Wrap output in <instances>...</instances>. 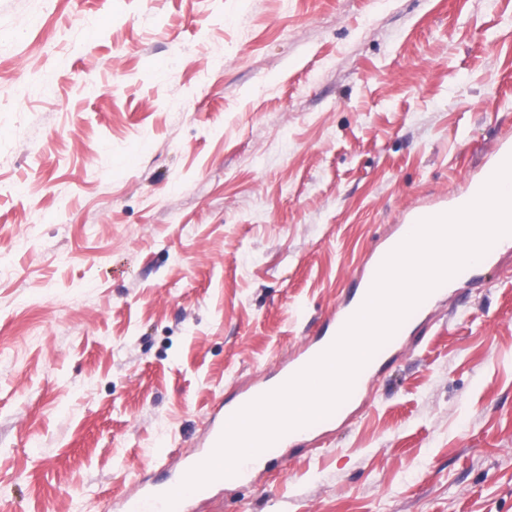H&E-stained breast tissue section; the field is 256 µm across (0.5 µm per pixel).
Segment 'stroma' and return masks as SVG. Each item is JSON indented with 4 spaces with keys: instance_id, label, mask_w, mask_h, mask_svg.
Listing matches in <instances>:
<instances>
[{
    "instance_id": "1",
    "label": "stroma",
    "mask_w": 512,
    "mask_h": 512,
    "mask_svg": "<svg viewBox=\"0 0 512 512\" xmlns=\"http://www.w3.org/2000/svg\"><path fill=\"white\" fill-rule=\"evenodd\" d=\"M504 143L512 0H0V512L173 468ZM192 512H512V247ZM449 282L450 279L430 292L424 298V300L408 315V317L403 321L393 336L376 351V355H373L368 360V362L357 374L350 395L336 408L332 414L327 417L318 419L307 426L297 428L285 433L272 445L265 448L257 455L241 462L235 474L217 478L207 485L185 494L177 502L174 508V512H189V508L192 503L208 498L216 488L224 486V484H235L245 481L253 472H255L256 463L258 462H263L266 464L268 462L282 460L284 458V448H288L287 441L290 439L296 437H307L321 433L328 426L336 423V416L343 415L349 406H352L355 403L366 383L373 377L375 370L379 365L377 356H384L386 358L389 355L392 348L396 347L400 343L408 327L419 318L423 310L427 306L431 307L440 297L444 295L445 292H447Z\"/></svg>"
}]
</instances>
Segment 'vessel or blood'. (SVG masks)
Masks as SVG:
<instances>
[{
  "instance_id": "1",
  "label": "vessel or blood",
  "mask_w": 512,
  "mask_h": 512,
  "mask_svg": "<svg viewBox=\"0 0 512 512\" xmlns=\"http://www.w3.org/2000/svg\"><path fill=\"white\" fill-rule=\"evenodd\" d=\"M432 210L412 213L407 223L395 225L381 249L372 254L361 268L358 286L341 299L336 308L326 318L318 335L308 337L301 348L287 355L270 376L239 390L231 403L220 406L213 413L203 432L202 440L196 448L183 455L174 473L160 481L139 480L133 493L121 499L120 512H189L192 503L208 498L215 488L224 483L245 481L255 470L257 463H268L283 459L287 446L286 438H279L272 445L262 450L257 456L241 462L235 474L228 478H217L211 483L185 494L176 504L174 510H167L163 497L175 490L182 483L185 475L195 466L205 461L214 451L230 419L240 409L255 399L277 389L305 368L335 341L348 320L362 307L374 283L377 272L388 254L394 250L414 229L416 224L432 217ZM406 333L405 328H398L393 336L378 350L376 357L370 358L357 374L348 403H355L366 383L371 380L378 366V359L388 356Z\"/></svg>"
}]
</instances>
